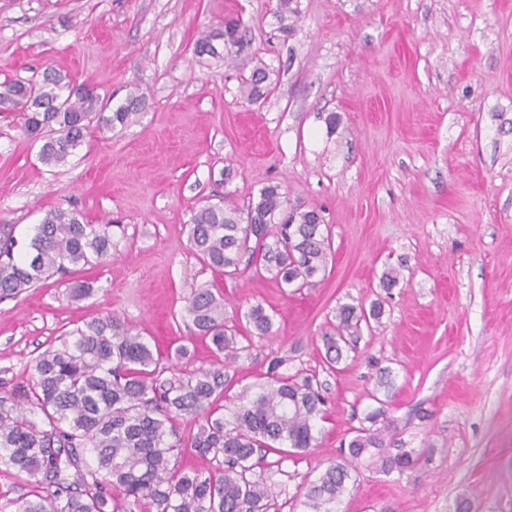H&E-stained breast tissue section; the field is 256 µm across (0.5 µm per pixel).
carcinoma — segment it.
<instances>
[{"label": "carcinoma", "instance_id": "cac0c4a2", "mask_svg": "<svg viewBox=\"0 0 512 512\" xmlns=\"http://www.w3.org/2000/svg\"><path fill=\"white\" fill-rule=\"evenodd\" d=\"M240 28L239 19L225 18L221 28L199 35L195 54L223 59L239 53ZM267 79L263 67L253 66L242 98L260 99ZM142 102L133 91L113 109L95 88L55 72L40 81L0 83V112H22V132L30 139L49 132L39 159L53 166L81 146L91 122L101 131L124 126ZM323 226L322 210L293 206L280 184L268 183L245 207L228 193L200 206L188 239L203 265L223 275L268 273L287 288H304L326 268L331 247ZM110 227L90 224L73 210L51 209L24 251L14 253L18 241L12 237L0 241V299L103 259L112 247ZM185 315L229 361L249 350L241 341L267 336L273 327L272 316L256 304L246 313L248 335L239 336L226 325L223 296L206 285L194 290ZM381 316L379 306L366 311L341 305L337 335L323 337L327 362L341 361L351 329ZM282 364L280 358L269 362L266 381L235 406L228 421L214 407L230 383L226 365L165 379L161 353L131 326L112 315L83 323L35 358L32 383L0 393V466L36 483L32 498L8 499L0 512H267L271 491L252 478L254 469L269 450L313 447L325 413L317 380L288 376L280 372ZM37 412L41 425L32 419ZM181 420L196 422L197 431L180 435ZM382 447L379 434L363 428L348 442L347 456L354 460ZM77 448L89 450L92 465L82 463ZM183 450L209 458L211 466L191 475L178 472L171 460ZM381 461L387 471H403L416 459L403 451L383 454ZM349 479L348 462L331 461L306 488V512H336Z\"/></svg>", "mask_w": 512, "mask_h": 512}]
</instances>
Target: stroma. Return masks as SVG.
<instances>
[{"label": "stroma", "mask_w": 512, "mask_h": 512, "mask_svg": "<svg viewBox=\"0 0 512 512\" xmlns=\"http://www.w3.org/2000/svg\"><path fill=\"white\" fill-rule=\"evenodd\" d=\"M291 33L279 0H0V83L45 70L97 86L123 127H90L68 163H41L21 115L0 113V236L25 242L47 210L111 222L106 260L0 299V391L31 382L61 334L112 314L162 353L186 346L172 376L216 365L184 307L206 285L227 323L262 304L271 335L229 369V397L253 396L269 362L312 375L327 398L315 448L267 453L268 512H303L309 482L376 407L390 370L383 450L416 463L383 473L351 462L336 512H512V0H297ZM239 15V56L199 58L200 32ZM268 90L247 104L253 62ZM335 115V127L326 118ZM269 182L322 209L324 278L286 288L268 276L203 267L187 240L214 185L247 203ZM399 272L392 288L380 285ZM91 294L76 299L74 281ZM342 303L381 304L335 367L322 338Z\"/></svg>", "instance_id": "stroma-1"}]
</instances>
